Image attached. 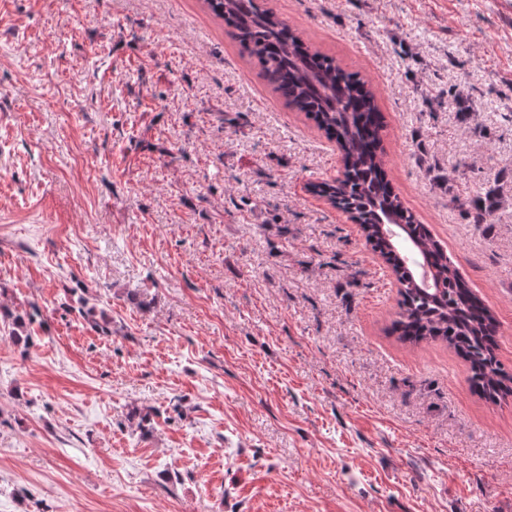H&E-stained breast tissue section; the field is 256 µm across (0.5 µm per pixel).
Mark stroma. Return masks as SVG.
<instances>
[{
    "mask_svg": "<svg viewBox=\"0 0 512 512\" xmlns=\"http://www.w3.org/2000/svg\"><path fill=\"white\" fill-rule=\"evenodd\" d=\"M258 3L369 80L512 373V201L475 228L418 162L512 191V0ZM452 85L469 121L421 105ZM341 169L203 0H0V301L40 309L0 322V512H512V397L391 334ZM5 317L12 321L11 336L17 345L29 346L31 340L30 325L34 322V314L25 315L6 312Z\"/></svg>",
    "mask_w": 512,
    "mask_h": 512,
    "instance_id": "stroma-1",
    "label": "stroma"
}]
</instances>
